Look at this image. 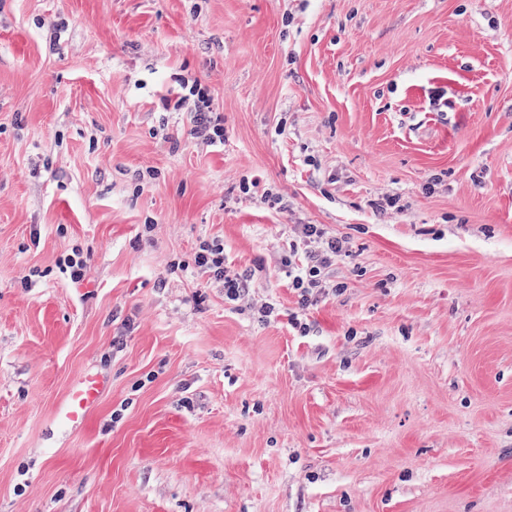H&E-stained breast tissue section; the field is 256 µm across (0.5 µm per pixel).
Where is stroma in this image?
<instances>
[{
  "mask_svg": "<svg viewBox=\"0 0 512 512\" xmlns=\"http://www.w3.org/2000/svg\"><path fill=\"white\" fill-rule=\"evenodd\" d=\"M0 512H512V0H0ZM191 89L190 94L197 96V101H194L195 112L193 113V126L190 130L191 135L204 134L211 144H223L224 124L221 117L218 115L214 117L212 116L213 112L205 111L208 108V106H205L207 98L200 88L197 89L196 87L192 91ZM300 243L293 245L292 256L288 257L289 277L292 288L299 291L302 309L313 305V290L321 288V270L343 251V241L336 237H326L318 224H300ZM197 269L209 280L224 283V293L231 300L249 301L251 290L250 275L233 273L224 267V247L218 243L204 244L195 254ZM104 386L103 379L81 376L70 386L67 395L55 412V425L61 431L78 427L88 408L98 399Z\"/></svg>",
  "mask_w": 512,
  "mask_h": 512,
  "instance_id": "35a3bbf8",
  "label": "stroma"
}]
</instances>
